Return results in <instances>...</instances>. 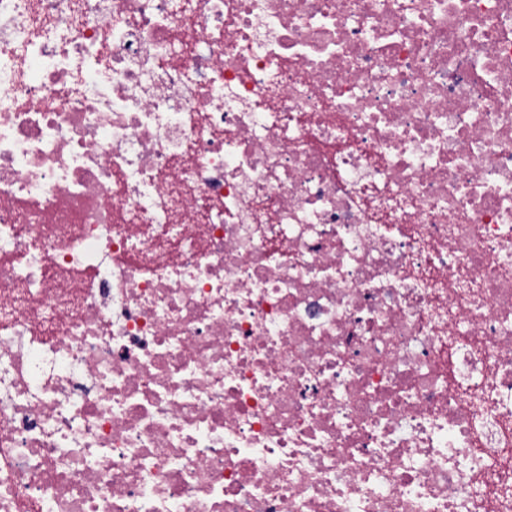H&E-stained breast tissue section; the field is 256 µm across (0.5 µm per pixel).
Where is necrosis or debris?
Masks as SVG:
<instances>
[{
	"mask_svg": "<svg viewBox=\"0 0 512 512\" xmlns=\"http://www.w3.org/2000/svg\"><path fill=\"white\" fill-rule=\"evenodd\" d=\"M0 512H512V0H0Z\"/></svg>",
	"mask_w": 512,
	"mask_h": 512,
	"instance_id": "necrosis-or-debris-1",
	"label": "necrosis or debris"
}]
</instances>
